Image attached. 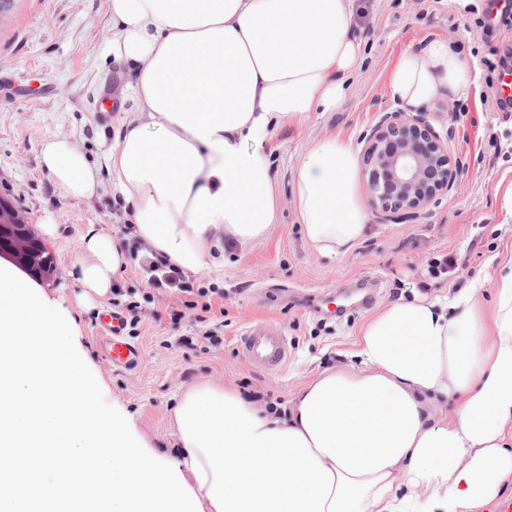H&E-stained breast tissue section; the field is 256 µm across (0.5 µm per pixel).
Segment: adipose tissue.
Instances as JSON below:
<instances>
[{
  "label": "adipose tissue",
  "mask_w": 512,
  "mask_h": 512,
  "mask_svg": "<svg viewBox=\"0 0 512 512\" xmlns=\"http://www.w3.org/2000/svg\"><path fill=\"white\" fill-rule=\"evenodd\" d=\"M356 0H109L130 113L107 171L130 237L182 271L277 221L284 125L328 112L364 62ZM472 83L445 37L405 51L387 87L404 110ZM41 161L90 200L99 170L66 137ZM359 156L331 135L302 157L294 207L312 251L346 254L369 214ZM126 263L107 233L82 242L81 283L107 295ZM454 294L390 303L352 361L324 369L280 411L211 383L175 410L178 455L149 454L132 418L100 401L78 326L0 265V512H486L512 492V258Z\"/></svg>",
  "instance_id": "ef3b65f1"
}]
</instances>
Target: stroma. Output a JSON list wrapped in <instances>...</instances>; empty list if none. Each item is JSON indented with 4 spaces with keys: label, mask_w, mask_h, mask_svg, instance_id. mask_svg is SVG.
Listing matches in <instances>:
<instances>
[{
    "label": "stroma",
    "mask_w": 512,
    "mask_h": 512,
    "mask_svg": "<svg viewBox=\"0 0 512 512\" xmlns=\"http://www.w3.org/2000/svg\"><path fill=\"white\" fill-rule=\"evenodd\" d=\"M483 16V0L464 6L458 0H359L353 23L365 63L347 96L334 111L283 126L268 144L276 159L277 224L260 243L225 244L214 263L192 277L195 287L224 291L213 301L218 313L208 325L217 343L203 338L204 327L193 317L171 323L169 312L179 308L181 293L152 287L142 247L130 243L127 265L116 277L117 287L133 293L142 311L138 333L130 338L139 358L130 368L106 359L98 324L112 299L86 293L78 267L88 232L127 235L124 203L107 185L91 200L65 197L40 163L43 142L63 135L91 163L105 164L123 115L115 111L101 121L102 90L108 85L120 94L127 81L126 66L110 52L109 0H14L0 16V193L33 227L56 224L46 244L57 271L39 286L75 318L79 346L101 380L103 400L132 416L152 454L178 452L173 411L186 388L211 380L267 402H288L315 374L347 362L361 327L379 308L417 291L444 295L474 279L489 280L496 263L512 256V223H504L495 202L500 181L512 180V153L488 148L493 136L512 144V120H503L479 96L488 74L484 59L512 52V24L496 26L487 37L479 26ZM435 37L453 41L476 75L466 94L443 95L427 106L435 130L460 162V190L411 218L371 214L368 237L348 254H315L292 203L302 157L333 134L353 136L356 148L364 149L381 116L400 108L387 91L399 55ZM450 104L456 108L452 116ZM432 260L447 262V274L431 277ZM256 322L284 331L290 357L283 368H259L238 352V336ZM186 336L192 345L183 344Z\"/></svg>",
    "instance_id": "35a3bbf8"
}]
</instances>
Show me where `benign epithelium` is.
Returning a JSON list of instances; mask_svg holds the SVG:
<instances>
[{"mask_svg": "<svg viewBox=\"0 0 512 512\" xmlns=\"http://www.w3.org/2000/svg\"><path fill=\"white\" fill-rule=\"evenodd\" d=\"M362 170L372 208L396 219L418 214L460 186L459 164L424 111L384 115L368 137ZM1 233L6 235V244L0 246V258L31 270L45 243L2 196Z\"/></svg>", "mask_w": 512, "mask_h": 512, "instance_id": "obj_1", "label": "benign epithelium"}]
</instances>
